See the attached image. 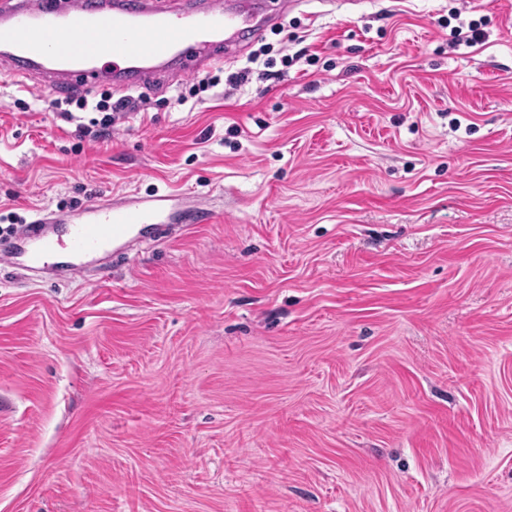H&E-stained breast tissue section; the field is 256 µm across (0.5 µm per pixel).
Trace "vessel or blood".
<instances>
[{
  "label": "vessel or blood",
  "mask_w": 512,
  "mask_h": 512,
  "mask_svg": "<svg viewBox=\"0 0 512 512\" xmlns=\"http://www.w3.org/2000/svg\"><path fill=\"white\" fill-rule=\"evenodd\" d=\"M250 13H228L216 6L199 13L185 7L155 11L152 0H77L66 15L52 8L38 15L14 5L0 22V51L28 64L48 60L56 88L79 74L82 87L100 75L120 78L130 63L158 59L171 52L187 56L226 32L242 30ZM170 193L147 198L95 201L67 216L46 214L27 225L21 244L7 250L10 264L30 272L67 267L82 273L97 255L114 246L129 247L138 229L169 223Z\"/></svg>",
  "instance_id": "1"
}]
</instances>
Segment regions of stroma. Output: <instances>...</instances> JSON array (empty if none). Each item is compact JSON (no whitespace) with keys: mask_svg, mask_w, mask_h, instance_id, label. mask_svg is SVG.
Segmentation results:
<instances>
[{"mask_svg":"<svg viewBox=\"0 0 512 512\" xmlns=\"http://www.w3.org/2000/svg\"><path fill=\"white\" fill-rule=\"evenodd\" d=\"M266 5L223 71L280 79L96 85L147 102L97 142L0 59V237L211 214L80 278L0 261V512H512V0ZM260 57H261L260 52H255L252 56H250L247 60L248 64H252L255 67L246 66V67L240 69V71L228 76L227 81L229 82V85L232 86L233 88L241 87L246 82H248L249 76L252 75L256 71H258V76H262V77L263 76L267 77V76L272 75L271 73H275V72L267 71L265 69L264 70L258 69V67H260L261 65L264 68H270L269 65L271 64L268 59L262 61L260 59Z\"/></svg>","mask_w":512,"mask_h":512,"instance_id":"obj_1","label":"stroma"}]
</instances>
